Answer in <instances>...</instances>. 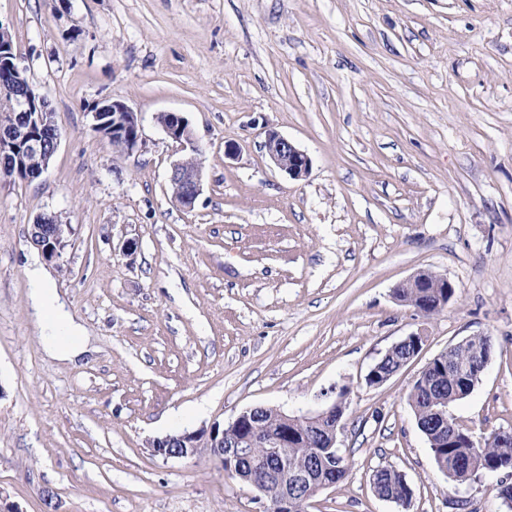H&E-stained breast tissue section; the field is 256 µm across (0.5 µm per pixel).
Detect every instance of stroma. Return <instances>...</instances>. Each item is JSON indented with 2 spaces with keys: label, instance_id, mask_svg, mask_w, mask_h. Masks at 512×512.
<instances>
[{
  "label": "stroma",
  "instance_id": "obj_1",
  "mask_svg": "<svg viewBox=\"0 0 512 512\" xmlns=\"http://www.w3.org/2000/svg\"><path fill=\"white\" fill-rule=\"evenodd\" d=\"M0 25L61 130L41 178L0 179V512H264L209 452L150 441L255 406L315 412L343 387L347 475L305 512H507L500 474L439 471L407 395L486 334L492 359L448 412L479 439L512 429V0H0ZM112 100L139 115L132 155L89 129ZM168 112L200 149L190 208ZM271 131L306 177L270 161ZM42 212L66 226L53 259L27 239ZM31 259L89 337L75 361L43 349ZM426 269L456 285L431 316L393 295ZM414 332L419 355L368 386ZM381 466L407 509L374 494ZM159 122L170 139L178 142L183 148H189V155L175 161L171 166L170 182L172 194L176 199H180L183 195L181 187L173 184L178 183L186 188V192L178 202L186 208L193 207L197 198L201 193L202 186V163L201 161L190 162L189 156L198 154V146L196 145L193 130L188 120L175 113L162 114ZM271 162L293 179H301L309 173L310 159L287 138L276 132H269L264 143ZM411 342H413V346H414L413 352L408 357V359H406L402 363V365L399 367V369L397 371L392 372L393 370H395L398 367L399 363L404 359V357L406 356V353L408 352V350L410 348V346L405 343H411ZM422 343H423V338L419 333H411V334L407 335L404 339H402L399 343H396L395 345H393L387 351V353L385 355L390 354L396 345L405 344V345L401 346L398 350H396L392 355L384 356L381 359V361L378 365V370L381 373H388V374H385V375L376 374L377 368L374 367L375 364L371 367V369L369 370V372L365 378L367 385L375 386V387L383 385L388 379H390L394 374H396L403 367H405L407 364H409L419 354V352L422 349ZM390 372H392V373H390ZM372 488L376 496L386 498L402 508L412 498V489L405 476L388 467L374 470Z\"/></svg>",
  "mask_w": 512,
  "mask_h": 512
}]
</instances>
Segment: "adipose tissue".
<instances>
[{"instance_id":"ef3b65f1","label":"adipose tissue","mask_w":512,"mask_h":512,"mask_svg":"<svg viewBox=\"0 0 512 512\" xmlns=\"http://www.w3.org/2000/svg\"><path fill=\"white\" fill-rule=\"evenodd\" d=\"M29 277L33 285L31 302L45 332L43 340L46 352L53 357L68 360L85 352L82 335L73 326L42 267L32 266Z\"/></svg>"}]
</instances>
